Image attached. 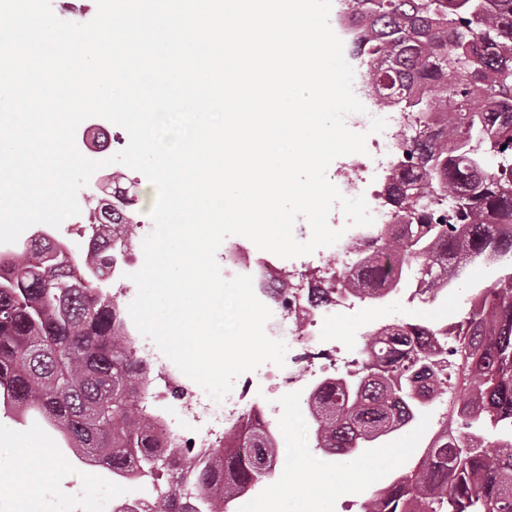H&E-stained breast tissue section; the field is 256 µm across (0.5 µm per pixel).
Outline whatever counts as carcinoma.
Masks as SVG:
<instances>
[{
	"mask_svg": "<svg viewBox=\"0 0 512 512\" xmlns=\"http://www.w3.org/2000/svg\"><path fill=\"white\" fill-rule=\"evenodd\" d=\"M358 24L350 53L368 66L381 102L426 118L451 113L435 139L412 149V195H398L399 170L387 185L399 230L382 233L347 280L360 296L381 300L404 284L435 298L479 257L506 263L490 286L466 301L446 331L398 323L370 335L361 369L321 383L311 401L316 447L338 459L409 424L427 403L415 384L431 374L442 392L452 373L462 398L450 404L454 426L434 440L414 470L375 491L363 512H512V0H352ZM499 158L497 168L486 157ZM34 246L0 258V405L25 412L63 434L72 452L127 472L166 477L151 512H172L192 485H218L210 512L270 476L278 462L270 429L256 426L236 448L206 462H180L168 473L167 447L144 409L146 369L120 326L119 307L102 282L111 244L87 253ZM85 279L73 287L72 274Z\"/></svg>",
	"mask_w": 512,
	"mask_h": 512,
	"instance_id": "obj_1",
	"label": "carcinoma"
}]
</instances>
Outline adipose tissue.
Masks as SVG:
<instances>
[{"instance_id": "obj_1", "label": "adipose tissue", "mask_w": 512, "mask_h": 512, "mask_svg": "<svg viewBox=\"0 0 512 512\" xmlns=\"http://www.w3.org/2000/svg\"><path fill=\"white\" fill-rule=\"evenodd\" d=\"M0 442L24 450L17 466L10 474V485L28 486L51 459L49 441L35 436L4 434ZM398 450H384L370 460H352L320 473H312L308 463L287 469L282 483L274 486L266 499L253 508V512H309L319 507L320 512H331L330 494L338 484L354 487L369 483L398 457Z\"/></svg>"}]
</instances>
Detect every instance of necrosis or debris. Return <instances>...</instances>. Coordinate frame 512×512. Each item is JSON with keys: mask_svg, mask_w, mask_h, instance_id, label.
Instances as JSON below:
<instances>
[{"mask_svg": "<svg viewBox=\"0 0 512 512\" xmlns=\"http://www.w3.org/2000/svg\"><path fill=\"white\" fill-rule=\"evenodd\" d=\"M387 126L383 132L369 133L370 117L348 115L349 128L367 132V155L362 160L343 163L337 170L341 193H362L374 223L364 227H346L341 212H334L331 226L343 229L340 242L313 253L296 257L295 261L273 253H257L248 238L237 235L224 240V276H251L256 297L271 311L265 324L266 334L287 346L284 366L267 362L258 369L239 376L232 392L215 402L164 356L148 338L140 336L132 319H125L129 335L137 339L143 358L157 366L159 381L153 389L148 413L161 431L172 438L181 456L202 458L207 448L223 442L233 431H245L255 419L268 424L280 423L285 414L279 389L290 390L296 413L309 419L308 398L321 381L335 377L337 367L359 364V350H342L327 331L330 323L346 317L358 306L359 299L341 288L340 273L356 267L359 258L347 248L348 242L371 244L379 226L392 223L393 212L386 201L372 195L371 185L378 175L388 174L393 163L404 159L415 142L435 132L432 124H415L407 112H385ZM80 215L69 217L66 224L52 227L38 224L26 229L11 244H0V254L29 248L37 239H53L63 252L84 254L91 234L84 213L94 200L93 187L77 196ZM328 291L327 300L314 301L312 285ZM97 494L70 490L76 512H147L159 496L156 482L125 477L122 485L111 486L110 476L93 471Z\"/></svg>", "mask_w": 512, "mask_h": 512, "instance_id": "1", "label": "necrosis or debris"}]
</instances>
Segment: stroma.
Masks as SVG:
<instances>
[{
    "label": "stroma",
    "instance_id": "obj_1",
    "mask_svg": "<svg viewBox=\"0 0 512 512\" xmlns=\"http://www.w3.org/2000/svg\"><path fill=\"white\" fill-rule=\"evenodd\" d=\"M97 147H86L87 156L103 161V168L97 172L98 178L111 181L113 174L125 173L129 180L136 182L138 201L134 207L138 221L149 223V212L156 203L158 192L156 187L140 172L125 169L124 165L108 164L107 159L120 151L121 146L115 136L109 134L99 135ZM500 275V267L489 264L483 260H476L470 264L451 285L447 291L439 292L435 301L407 303L403 294H390L384 300L368 303L364 315L357 320L346 321L347 332L337 337V345L362 344L365 335L379 325L400 320L407 323H427L445 320L454 322L459 320L463 312V303L474 289L492 285ZM439 412L433 408L420 411L413 422L404 430L392 433L381 438L371 447L360 449L359 455L363 458L375 456L387 448H396L403 443H410L411 448L402 455L393 465L383 471L376 484L365 485L360 490L351 492L344 487H337L331 498L335 512H340L343 504H351L352 512H361V507L375 487L387 485L395 476L408 472L416 465L425 447L431 442L438 428ZM0 428L12 433H35L50 440L52 447V464L42 477V492H52L56 496H64L67 487H85L89 481L86 470L74 467L73 457L62 449V437L59 432L42 427L35 422L22 423L16 421L13 413L0 410ZM288 442V450L283 453L281 467L287 468L295 465L300 459H308L314 471L322 472L336 466L337 461L325 454L315 446L314 431L303 426L296 417H289L287 423L281 428Z\"/></svg>",
    "mask_w": 512,
    "mask_h": 512
}]
</instances>
